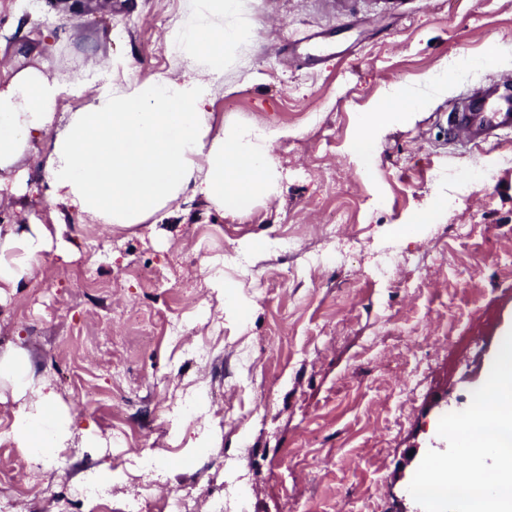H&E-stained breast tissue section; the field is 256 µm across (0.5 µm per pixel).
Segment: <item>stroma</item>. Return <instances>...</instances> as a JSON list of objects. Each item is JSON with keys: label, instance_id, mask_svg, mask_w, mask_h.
Segmentation results:
<instances>
[{"label": "stroma", "instance_id": "35a3bbf8", "mask_svg": "<svg viewBox=\"0 0 512 512\" xmlns=\"http://www.w3.org/2000/svg\"><path fill=\"white\" fill-rule=\"evenodd\" d=\"M184 2L0 0V88L28 66L63 85L94 61L173 70ZM252 20L214 120L288 135L275 193L247 214L184 198L161 224L89 223L49 200L45 140L18 164L25 191L0 196V224L62 222L73 247L0 304V350L31 353L74 427L34 491L31 456L0 448L19 512H92L101 495L135 512L181 483L201 512L238 484L246 512H415L407 483L441 417L469 407L512 330V135L463 145L447 124L451 102L512 73V0H256ZM409 89L431 102L391 111ZM144 445L165 459L146 473Z\"/></svg>", "mask_w": 512, "mask_h": 512}]
</instances>
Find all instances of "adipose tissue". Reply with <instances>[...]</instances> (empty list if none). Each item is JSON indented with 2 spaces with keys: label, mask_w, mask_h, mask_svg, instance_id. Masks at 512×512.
<instances>
[{
  "label": "adipose tissue",
  "mask_w": 512,
  "mask_h": 512,
  "mask_svg": "<svg viewBox=\"0 0 512 512\" xmlns=\"http://www.w3.org/2000/svg\"><path fill=\"white\" fill-rule=\"evenodd\" d=\"M252 0H186L167 37L178 75L146 80L84 72L68 85L38 67L16 71L0 89V172L11 171L44 135L50 200H64L95 224H158L185 195L216 210L247 212L276 185L271 149L287 130L214 125L208 107L217 83L251 36ZM95 93L54 131L63 92ZM62 224L0 225V289L19 291L46 252L64 256ZM17 408L9 432L18 447L53 455L72 438V418L52 388L36 379L28 352L0 351V389Z\"/></svg>",
  "instance_id": "adipose-tissue-1"
}]
</instances>
